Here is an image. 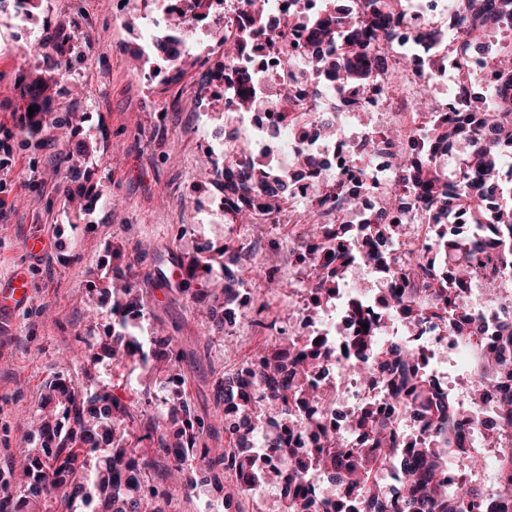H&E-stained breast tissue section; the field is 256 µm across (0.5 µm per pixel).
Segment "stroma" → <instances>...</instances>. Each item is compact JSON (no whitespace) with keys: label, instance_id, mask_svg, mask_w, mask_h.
<instances>
[{"label":"stroma","instance_id":"1","mask_svg":"<svg viewBox=\"0 0 512 512\" xmlns=\"http://www.w3.org/2000/svg\"><path fill=\"white\" fill-rule=\"evenodd\" d=\"M57 13L69 16L80 35L77 63L56 86L53 106L83 113L80 136L93 148L85 164L101 198L77 217L63 209L67 173L56 161L62 143L54 128L42 131V147L15 137L9 150L0 149V181L7 185L0 196V281L19 265L32 281L29 306L0 317V497L11 492L2 476L11 459L36 445L33 412L43 384L64 374L91 387L113 376L108 361L90 362L81 340L88 321L101 332L112 323L108 308L93 313L86 304L90 287L106 286L117 273L110 245L143 244L141 260L126 271L148 293L140 333L161 326L176 336L191 394L215 423L224 419L213 400L216 375L238 368L265 334L249 314L231 344L206 340L185 297L157 281L197 245L221 246L246 233L229 216L211 215L218 191L202 168L215 132L236 125L224 111L223 92L205 110L193 107L200 67L171 80L166 59L152 53L144 27L125 25L117 0H49L45 20ZM15 32L14 21L1 15L0 132L20 119ZM33 233L47 241L43 255L24 250Z\"/></svg>","mask_w":512,"mask_h":512}]
</instances>
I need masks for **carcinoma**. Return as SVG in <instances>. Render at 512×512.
<instances>
[{
    "mask_svg": "<svg viewBox=\"0 0 512 512\" xmlns=\"http://www.w3.org/2000/svg\"><path fill=\"white\" fill-rule=\"evenodd\" d=\"M240 2L241 38L222 41L224 54L200 78L202 84L210 77L227 82V112L257 104L241 93L256 79L238 65V58L243 42L264 26L266 18L260 0ZM400 9L401 0H362L357 13L347 6L316 16L305 38L310 65L327 67L338 85L364 84L374 76L388 74L387 61L371 52V44L392 29ZM454 22L468 34L491 24L512 25V0H457ZM339 37L348 47L345 59L331 55V44ZM74 39L71 23H55L31 44L32 53L43 62L24 59L27 67L20 77L22 105L18 108L23 117L16 129L36 147L41 144L38 136L46 117L53 111L54 86L72 64L67 52ZM493 60L497 61V75L491 97H473L467 84L459 85L458 94L469 98L468 108L448 112L443 121L433 124L426 147L417 148L410 135L399 129L386 133L400 173L394 198L407 205V189L419 191V202L438 226L453 212L474 204L472 223L450 227L436 240L437 249L447 258L448 273L442 274L432 266L430 257L420 252L410 253L404 263L389 256L394 226L400 221L389 202L369 214L367 222L360 225L359 246L348 250L342 249V244L353 239L350 225L336 224L329 212L312 208L306 236L322 241L324 247L334 245L337 251L334 265L314 267L313 276L300 288L310 289L318 306L341 286L347 265L360 259L373 269L391 272L395 286L389 293L390 315L408 327L431 316L445 322L448 335L470 336L492 319L498 334L494 346L478 356L470 394L478 403L483 394L494 390L493 400L478 410L476 426L486 439L512 446V296H507L512 291V180L504 179L502 167L505 153L512 154V41L498 44ZM31 106L38 111L28 116ZM68 143L69 148L57 158L70 181L63 189V206L78 216L99 194L92 185L71 186L81 171L71 168L70 162L76 155L90 156V147L82 140ZM224 145L242 159V163L233 162L219 171L213 159H208V174H217L224 188V213L238 224H252L260 218L276 220L288 199V176L254 154L240 134L224 138ZM453 145L465 150V170L450 179L436 157ZM253 256L250 245L216 250L205 244L178 258L173 271L176 289L204 312L210 335H226V327L237 320L236 288L243 282L239 271ZM278 272L277 267L261 261L258 277L263 295L287 290L288 284ZM474 281L492 292L488 302L493 315L471 307L457 294ZM435 284L441 305L430 309L412 297L411 289ZM94 294L98 305L110 307L115 319L112 331L103 335H95L94 325L88 326L82 340L91 351V360L103 356L116 370L140 369L147 388L176 379L181 390L171 396L172 405L164 402L155 414L136 415L135 406L123 397V384L102 383L84 390L62 375L46 382L33 414L39 446L13 458L7 474L14 494L0 498V512H170L176 490L189 501L216 491L231 502L246 495L244 486L261 478L293 487L288 501H276L275 512H463L468 501L481 506L483 512H506L507 502L512 500V452L500 456L502 486L492 494L477 484L448 483L451 462L474 465L476 458L469 448L448 437L462 406L422 371L412 349L395 344L376 367L369 368L362 360L354 369L360 378L390 377L393 395L421 422L429 440L443 439L445 447L399 440L386 421L371 431L361 447L350 448L343 439L328 435L319 413L299 415L307 402L324 403L333 395L330 388L314 383V378L328 371V348L319 343L300 347L267 336L250 361L256 367L253 388L239 389L235 374L222 376L214 387L215 405H225L224 435L239 448L238 455L232 456L224 448L209 447L210 441L219 440V430L190 397L181 366L184 354L175 337L158 329L145 340L129 319L130 314L147 307L142 289L118 278ZM378 342L376 333L367 330L357 336L356 347L362 355L373 353ZM272 412L279 413L287 433L296 424L303 425L318 448L321 473L357 492L349 504L317 510L307 486L308 467L301 462L288 463L289 441L284 435L268 436L271 450L280 456L279 468L260 473L248 448L257 431L253 423L262 422ZM376 416L373 410L350 414L345 418L346 428H363ZM149 449L154 456H147ZM386 464L396 473L395 504L383 487L369 483L371 473Z\"/></svg>",
    "mask_w": 512,
    "mask_h": 512,
    "instance_id": "carcinoma-1",
    "label": "carcinoma"
}]
</instances>
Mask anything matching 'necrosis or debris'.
Segmentation results:
<instances>
[{
  "label": "necrosis or debris",
  "mask_w": 512,
  "mask_h": 512,
  "mask_svg": "<svg viewBox=\"0 0 512 512\" xmlns=\"http://www.w3.org/2000/svg\"><path fill=\"white\" fill-rule=\"evenodd\" d=\"M140 13L147 26L160 28L169 15L184 14L186 29L175 47L180 56L199 54L205 43L234 40L239 36L237 19L240 0H211L206 13L187 12L184 0H139ZM264 10L274 22L273 30L261 31L245 43L239 61L258 76L254 91L260 99L252 110L240 113L241 131L251 138L262 152L275 151L281 163L290 172V202L305 201L317 205L325 181L343 185L353 196L357 206L351 210L333 212L340 224L360 223L366 212L378 208L387 196L389 185L397 177L393 152L380 140L383 130L399 128L413 133L417 141H424L429 119L411 102L416 90L429 94L439 113L448 108H462V100H449L448 86L459 83L461 76L473 77L483 91H490L495 83V72L490 58L464 55L458 48L465 40L463 30L453 24L452 0H405V20L390 34L379 36L373 43L374 51L387 55L392 64L406 58L413 59L414 67L402 70V93H394L387 77L372 79L366 84L336 85L323 70L310 73L305 81L295 83L292 112L297 120L288 123L282 119L283 105L277 99L282 83L290 71L280 62L283 43L300 40L303 28L312 17L329 8V0H263ZM441 28L443 38L432 43L421 40L419 34L429 27ZM337 103L334 134L316 132L312 122L316 108ZM312 161L310 168L297 166L298 154ZM393 249L398 253L422 250L435 254L436 245L432 227L425 222L421 206L409 208ZM347 277L350 285L322 305L316 319L299 314L296 321L285 328L286 336L298 343L321 341L332 352L336 395L324 405L325 423L330 432L348 434L350 441L361 442V434L347 433L345 415L372 405L389 415L392 431L398 437L418 439L422 429L410 411L398 410L388 381L375 377H349L354 353L349 345L359 335L361 318H368L380 336L381 348L393 342L414 346L424 370L439 386L448 384L449 366H457L461 382L457 396L468 398V379L472 365L470 352L478 345L488 346V336H449L447 327L438 320L424 321L417 328H407L391 320L383 304L384 292L393 281L387 272H371L362 263H352Z\"/></svg>",
  "instance_id": "necrosis-or-debris-1"
}]
</instances>
